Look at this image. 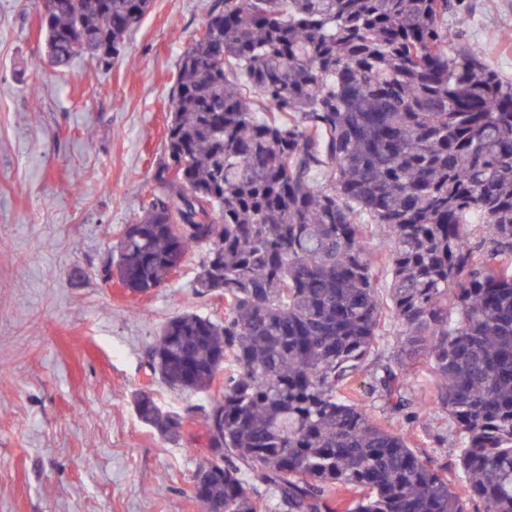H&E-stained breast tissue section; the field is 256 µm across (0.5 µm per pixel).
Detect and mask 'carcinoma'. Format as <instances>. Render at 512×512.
Returning a JSON list of instances; mask_svg holds the SVG:
<instances>
[{
  "label": "carcinoma",
  "instance_id": "1",
  "mask_svg": "<svg viewBox=\"0 0 512 512\" xmlns=\"http://www.w3.org/2000/svg\"><path fill=\"white\" fill-rule=\"evenodd\" d=\"M150 6L46 0V61L109 68ZM453 7L213 0L181 54L166 157L105 274L145 294L199 253L192 288L224 299V321L178 314L149 351L179 391L229 368L191 410L220 450L201 512H331L338 490L346 512H512V81L443 25ZM371 224L389 236L385 300ZM421 364L461 492L368 412L417 420ZM135 409L182 437L184 414L151 393Z\"/></svg>",
  "mask_w": 512,
  "mask_h": 512
}]
</instances>
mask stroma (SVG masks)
Returning <instances> with one entry per match:
<instances>
[{
	"instance_id": "obj_1",
	"label": "stroma",
	"mask_w": 512,
	"mask_h": 512,
	"mask_svg": "<svg viewBox=\"0 0 512 512\" xmlns=\"http://www.w3.org/2000/svg\"><path fill=\"white\" fill-rule=\"evenodd\" d=\"M211 2L152 0L111 69L60 71L40 0H0V512H200L204 429L161 438L133 397L181 412L219 395L150 382L146 353L172 316L220 320L224 302L195 294V258L147 295L103 268L164 156L178 61ZM455 3L449 29L512 81V0ZM419 383L428 410L401 432L452 461L448 411Z\"/></svg>"
}]
</instances>
